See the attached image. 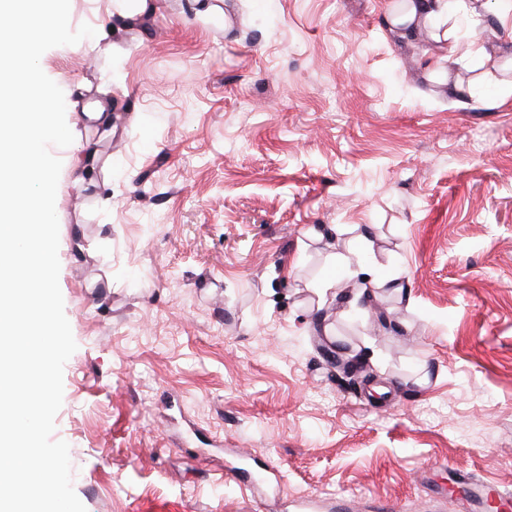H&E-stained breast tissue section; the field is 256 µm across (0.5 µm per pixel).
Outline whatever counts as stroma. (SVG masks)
<instances>
[{"label": "stroma", "instance_id": "obj_1", "mask_svg": "<svg viewBox=\"0 0 512 512\" xmlns=\"http://www.w3.org/2000/svg\"><path fill=\"white\" fill-rule=\"evenodd\" d=\"M210 2L131 23L71 0L106 38L40 61L74 135L55 151L77 349L53 437L86 512H460L464 471L512 512L500 73L389 31V0ZM484 3L457 36L511 54L506 0ZM447 70L480 98L454 102ZM97 99L111 130L82 116Z\"/></svg>", "mask_w": 512, "mask_h": 512}]
</instances>
